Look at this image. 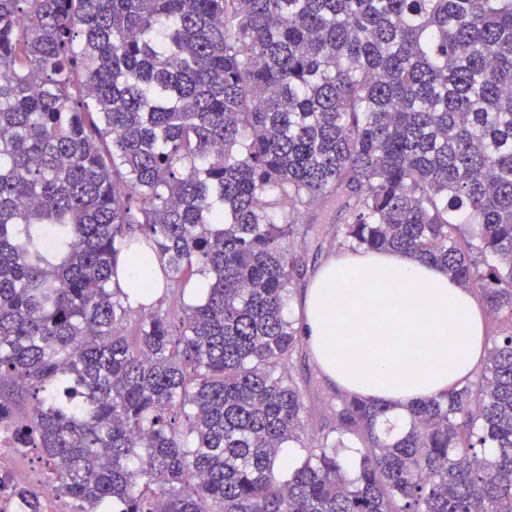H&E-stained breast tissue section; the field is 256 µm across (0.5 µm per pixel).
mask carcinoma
I'll return each instance as SVG.
<instances>
[{
    "instance_id": "carcinoma-1",
    "label": "carcinoma",
    "mask_w": 512,
    "mask_h": 512,
    "mask_svg": "<svg viewBox=\"0 0 512 512\" xmlns=\"http://www.w3.org/2000/svg\"><path fill=\"white\" fill-rule=\"evenodd\" d=\"M332 202L512 315V0H0V421L68 512H512V325L394 439L353 396L302 440L295 216Z\"/></svg>"
}]
</instances>
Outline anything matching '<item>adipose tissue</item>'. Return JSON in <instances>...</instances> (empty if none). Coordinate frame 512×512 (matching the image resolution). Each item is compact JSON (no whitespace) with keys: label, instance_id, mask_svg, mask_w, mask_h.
I'll return each mask as SVG.
<instances>
[{"label":"adipose tissue","instance_id":"1","mask_svg":"<svg viewBox=\"0 0 512 512\" xmlns=\"http://www.w3.org/2000/svg\"><path fill=\"white\" fill-rule=\"evenodd\" d=\"M301 332L327 379L390 404L438 397L486 356L485 316L440 266L407 253L346 252L325 260L303 299Z\"/></svg>","mask_w":512,"mask_h":512}]
</instances>
